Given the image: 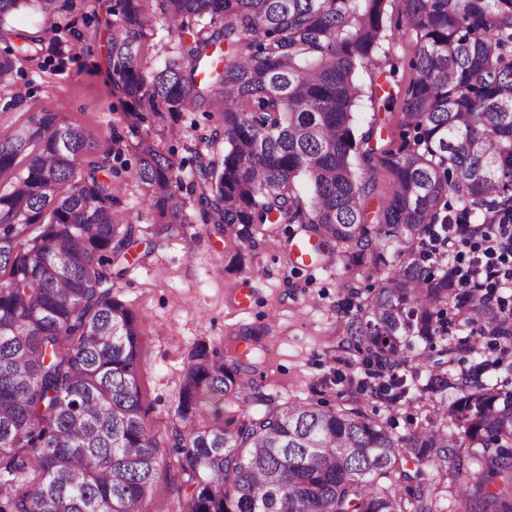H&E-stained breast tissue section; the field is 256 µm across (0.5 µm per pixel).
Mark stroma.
I'll use <instances>...</instances> for the list:
<instances>
[{"instance_id": "35a3bbf8", "label": "stroma", "mask_w": 512, "mask_h": 512, "mask_svg": "<svg viewBox=\"0 0 512 512\" xmlns=\"http://www.w3.org/2000/svg\"><path fill=\"white\" fill-rule=\"evenodd\" d=\"M112 0H86L72 14L45 15L27 9L12 21L15 28L42 32L56 52L43 51L38 64L24 67L0 92V137L42 112L63 114L88 135L95 155L111 152L122 138L121 163L134 166L139 142L174 148L193 157L197 135L211 122L200 112L183 113L178 123L147 115L132 125L125 99L114 93L107 76V37L116 21ZM402 0H390L388 18L397 31L385 43L378 63L395 67V78L408 84L415 55L412 34L401 31ZM72 27L81 39H56L59 27ZM21 103L10 106L12 96ZM177 135H169L170 126ZM119 208L135 226L132 257L124 263L116 294L140 321L138 384L147 423L161 442H168L178 404L181 374L192 347L199 342L225 347L233 335L246 332L239 350L250 351L258 366V389L280 401L313 399L337 405L353 399V383L364 375L360 354L343 347L347 322L342 304L346 277L341 268L302 263L294 255L295 238L279 234L260 239L250 254L263 268L251 304L238 308L234 288L241 273L231 268L239 249L231 234L203 224L179 226L172 235L157 233L142 212L138 185L128 172L114 184Z\"/></svg>"}]
</instances>
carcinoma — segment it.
<instances>
[{
	"label": "carcinoma",
	"instance_id": "carcinoma-1",
	"mask_svg": "<svg viewBox=\"0 0 512 512\" xmlns=\"http://www.w3.org/2000/svg\"><path fill=\"white\" fill-rule=\"evenodd\" d=\"M140 2L115 0L107 40L132 125L144 112L213 118L188 174L162 145L139 144L131 177L151 223L211 224L249 250L273 225L299 224L315 259L349 274L348 305L357 276L377 275L344 341L364 356L371 397L415 409L398 434L353 403H278L254 392L252 363L200 342L170 433L177 512H441L449 493L465 512H512V390L486 376L512 352V309L455 288L448 261L427 262L452 216L462 235L512 217V0H403L415 77L371 94L400 106L411 139L396 149L355 119L357 75L393 36L388 0H156L178 42L155 68L141 57ZM34 4L49 14L75 0H0L1 85L37 56L40 39L11 25ZM90 150L57 112L0 139V512H155L167 465L138 386L139 323L114 293L135 227L113 209L109 157L76 175ZM450 308L499 357L477 360L482 343L450 331ZM456 354L474 361L457 370ZM202 398L216 419L230 401L239 416L206 424ZM28 468L36 482L10 485Z\"/></svg>",
	"mask_w": 512,
	"mask_h": 512
}]
</instances>
